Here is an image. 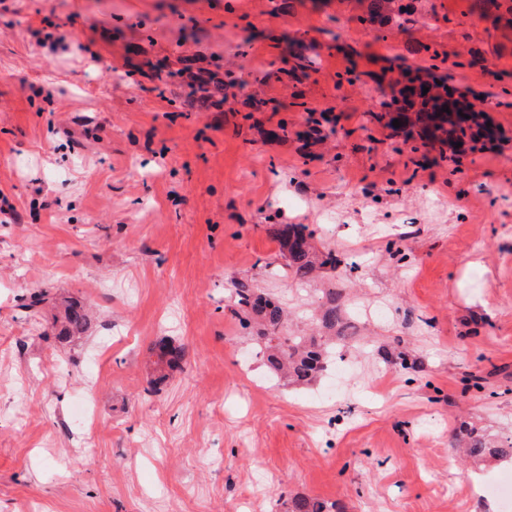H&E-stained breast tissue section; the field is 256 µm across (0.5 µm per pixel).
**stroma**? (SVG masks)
<instances>
[{"label": "stroma", "instance_id": "1", "mask_svg": "<svg viewBox=\"0 0 512 512\" xmlns=\"http://www.w3.org/2000/svg\"><path fill=\"white\" fill-rule=\"evenodd\" d=\"M472 4L377 31L359 0H0V512H507L487 493L507 463L452 451L464 420L512 434V25ZM390 44L453 63L500 138L422 164L370 116ZM185 58L232 74L221 108L188 96ZM285 224L337 267L293 280ZM242 286L296 326L345 289L365 340L309 385L273 380ZM38 291L84 303L83 339L58 343ZM163 338L187 357L155 387Z\"/></svg>", "mask_w": 512, "mask_h": 512}]
</instances>
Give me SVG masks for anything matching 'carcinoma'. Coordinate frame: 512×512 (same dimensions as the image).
<instances>
[{"instance_id":"1","label":"carcinoma","mask_w":512,"mask_h":512,"mask_svg":"<svg viewBox=\"0 0 512 512\" xmlns=\"http://www.w3.org/2000/svg\"><path fill=\"white\" fill-rule=\"evenodd\" d=\"M365 12L358 22L368 26H384L392 21L404 26L412 22L415 14L414 2L407 4L403 0H364ZM480 16L501 20L502 15L512 14V0H478ZM288 53L297 64L284 71L288 77H297V72L305 69L304 45L299 41L288 43ZM386 65L379 71L369 73L379 86L389 90L385 99L379 102L381 114L378 119L390 117L386 123L392 127V121L401 122L400 129L406 138L417 137L419 147L441 148L456 143L470 145L491 139L485 111L469 101L464 95L448 84L450 75L438 76L439 84L434 91L423 92V85L415 83L421 70L407 64L400 56L384 58ZM230 74L221 77L217 73L198 75L188 83V95L209 105L224 102V88ZM303 224H288L277 230L288 252V271L298 281L309 280L319 267L336 263L332 253L313 254L305 234ZM325 307L318 317L324 330L322 336H285L287 316L281 304L256 293V289L241 286L236 289L237 304L241 307L248 323L252 320L262 325L261 354L270 373L283 378L288 383L301 386L311 383L324 370L328 358L356 339V327L347 318L342 302L343 293L334 288L323 289ZM88 325V316L84 308L77 303L64 306L56 319L57 339L70 342L80 338ZM186 349L180 346L162 344L158 346L156 360L153 362L157 379L165 378V370L180 364L186 357ZM465 435L461 456L474 461L511 460L512 437L494 440L474 426L463 428ZM331 506L325 501L310 496H294L288 500V512H330Z\"/></svg>"}]
</instances>
